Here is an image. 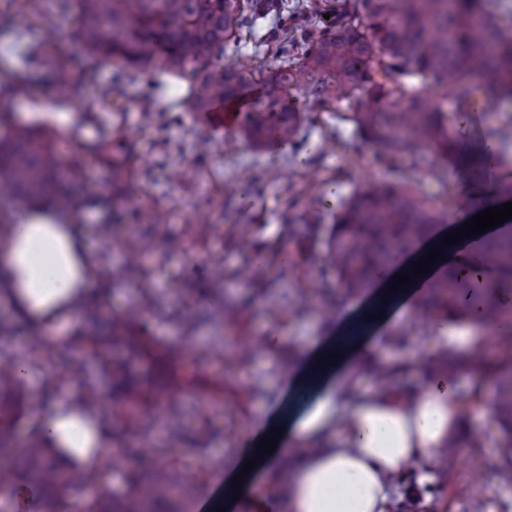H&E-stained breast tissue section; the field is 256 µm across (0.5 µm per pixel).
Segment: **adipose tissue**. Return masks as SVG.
<instances>
[{"label": "adipose tissue", "mask_w": 512, "mask_h": 512, "mask_svg": "<svg viewBox=\"0 0 512 512\" xmlns=\"http://www.w3.org/2000/svg\"><path fill=\"white\" fill-rule=\"evenodd\" d=\"M474 243L470 237L446 247L445 260L431 263L393 295V275L409 270L425 245L381 271L356 318L342 320L322 355H311L289 374L288 394L300 398V405H279L253 423L242 448L224 465L212 512H388L393 479L413 462L442 457L458 421L454 380L441 375L410 393L367 395L349 404L343 383L374 333L410 318L448 265L473 260ZM89 272L75 225L52 211L22 215L0 246V277L13 285L11 302L38 327L70 322L76 300L88 295ZM275 425L285 428L275 451L242 474L244 461L257 458V442ZM40 431L85 469L94 468V451L106 437L102 424L60 401L42 414ZM237 474L243 477L238 498L232 487Z\"/></svg>", "instance_id": "ef3b65f1"}]
</instances>
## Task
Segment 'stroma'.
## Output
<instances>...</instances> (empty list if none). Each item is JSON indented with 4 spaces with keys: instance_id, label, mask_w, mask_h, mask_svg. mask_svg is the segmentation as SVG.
<instances>
[{
    "instance_id": "stroma-1",
    "label": "stroma",
    "mask_w": 512,
    "mask_h": 512,
    "mask_svg": "<svg viewBox=\"0 0 512 512\" xmlns=\"http://www.w3.org/2000/svg\"><path fill=\"white\" fill-rule=\"evenodd\" d=\"M22 44H52L74 57L86 79L77 99L81 112L105 116L109 127L123 130L125 148L143 174L128 185L125 198L113 200L108 174L94 156L83 158L85 178L74 185L73 209L68 223L77 225L91 255L107 254L114 271H121L126 246L152 236L155 253L143 280L118 283L112 290L113 315L139 306L150 294L162 310L146 315L145 335L164 348L181 350L187 366L196 368L198 384L220 381L223 410L206 404L187 407L183 433L170 454L176 472L207 476L193 501L200 512L224 478V462L233 455L254 420L287 398L285 381L290 371L335 336L342 317L353 314L363 297L336 285L328 266V238L341 203L355 186L372 179L417 185L433 210L447 219L464 220L486 210V198L468 188L461 167L443 159L404 153L382 156L365 143L352 123L342 120L347 101L329 109L311 107L312 122L302 130L299 148L255 151L240 141L234 130L209 137L185 99L179 83L155 70L131 78L108 63L85 58L75 16L63 18L47 30L30 0L21 8ZM278 29L271 17H260L242 28L235 42L224 48L225 59L258 70L275 60L273 38ZM11 36L0 35V114L10 122L39 129H65L67 138L83 139L80 112L61 102L54 74L46 66L21 67L10 53ZM512 117V96L501 99L493 111H472L459 142L482 146L495 139L504 119ZM209 139L211 149L198 156L195 145ZM191 165L195 180L174 183L171 172ZM201 217L215 224L212 235L192 241L190 229ZM111 225L114 238L104 245L97 227ZM224 270V284H210L214 267ZM233 304L240 321L234 337L213 343L226 330L215 314ZM461 359L455 370L459 387L494 392L493 362L499 356L489 336H478L466 321L448 324V341L441 347ZM434 346L428 321L416 315L389 336L371 346L352 371L356 396L378 391H409L431 376L427 359ZM141 408L147 431L126 433L113 421L105 450L118 463L102 481L72 492L71 501L108 494L122 500L132 474L148 470L150 449L165 438L168 408L156 405L141 390L105 404ZM208 420L206 435H198V417ZM458 452L437 464H414L399 479L390 512H470L473 500L485 501V512H512V485L501 472L512 465L508 443L498 415H480L464 408L455 430ZM430 473L422 481V473Z\"/></svg>"
}]
</instances>
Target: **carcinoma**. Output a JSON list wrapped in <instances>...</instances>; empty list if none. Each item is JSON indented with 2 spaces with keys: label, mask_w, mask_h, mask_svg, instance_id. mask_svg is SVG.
Wrapping results in <instances>:
<instances>
[{
  "label": "carcinoma",
  "mask_w": 512,
  "mask_h": 512,
  "mask_svg": "<svg viewBox=\"0 0 512 512\" xmlns=\"http://www.w3.org/2000/svg\"><path fill=\"white\" fill-rule=\"evenodd\" d=\"M499 0H336V24L325 33L313 28L306 6L288 7L283 0H58L61 12L78 19L85 53L130 72L158 67L186 84L195 112L215 101H228L247 86L256 85L250 109L240 117L236 135L255 149L278 143H299L303 125L310 120L308 103L320 107L336 99L350 101V120L367 140L386 152L422 154L429 151L444 159L455 157L468 168L480 156L457 148L454 129L459 115L471 111L473 94L482 91L493 101L512 94V25L494 17ZM273 13L281 26L300 31L299 39L278 49L279 59L255 79L240 67L224 65V43L240 30L247 13ZM45 57L56 72L57 95L67 101L82 80L72 69L67 53L36 47L22 50ZM453 92L456 110L450 114L432 104L438 92ZM59 135L14 125L0 131V194L7 193L39 204L47 201L62 211L72 207L70 188L84 179V167L60 160ZM120 135H109L97 156L108 171L112 186L123 189L133 180L130 159L112 156ZM442 217L419 199L411 188L394 189L382 180L358 189L336 217L329 241L336 283L351 293L371 288L376 270L400 253L415 248L431 236ZM125 270L138 277L143 258L152 251L136 240ZM483 252L495 275L477 285L453 267L439 277L423 297L420 307L430 320L448 317L464 320L482 310L488 318L512 326V310L498 306L502 292H512V233L489 237ZM103 292L94 301L78 302L77 309L94 325L108 305L112 269L95 266ZM107 336H73L68 340L71 360L57 369L56 340L38 332L26 350L11 351L13 327L0 318V411H12L22 401L37 405L55 385L72 377L83 379L81 411L96 413L115 394L142 387L154 394L167 388L175 359L160 351L148 336H140L123 318L110 320ZM498 342L508 349L495 367L497 409L512 434V331ZM118 345L126 362L148 360L154 369L141 375L123 364H112L108 351ZM42 365L52 374V384L32 399L25 381L18 378V364ZM126 426L145 425L141 412L120 408ZM11 465L0 466V489L24 475L27 486L39 497L60 494L74 487L96 483L113 467L107 456L91 473L63 467L58 452L41 439L20 445ZM200 481L143 478L134 498L121 504V512H153V503L177 501L173 512H190Z\"/></svg>",
  "instance_id": "obj_1"
}]
</instances>
